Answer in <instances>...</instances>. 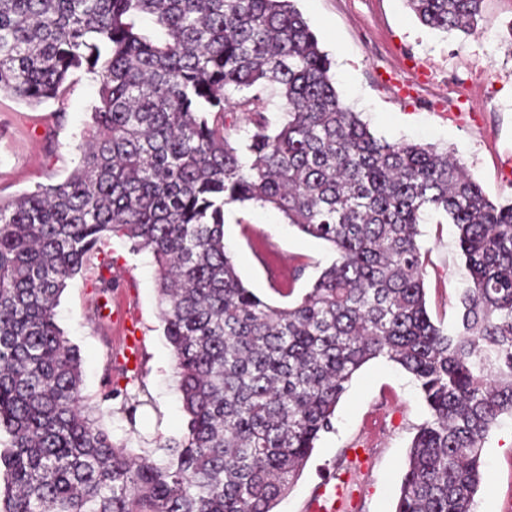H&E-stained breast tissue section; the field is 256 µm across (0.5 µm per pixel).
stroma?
Returning <instances> with one entry per match:
<instances>
[{
    "mask_svg": "<svg viewBox=\"0 0 512 512\" xmlns=\"http://www.w3.org/2000/svg\"><path fill=\"white\" fill-rule=\"evenodd\" d=\"M295 6L333 62L341 100L360 112L376 137L453 149L490 200L512 199V0H484L471 34L422 25L406 0H296ZM97 98V83L83 72L73 76L60 105L33 109L0 97V198L68 177ZM224 228L245 286L276 307L289 304L284 289L301 296L336 258L327 243L269 208L234 204L225 210ZM419 230L428 312L434 322L454 327L459 295L469 284L456 228L433 215ZM100 254L111 258L113 275L123 281L110 307L135 308L132 326L97 314L102 295L94 268L68 281L58 324L79 351L86 402L114 441L138 454L182 436L187 416L163 336L152 254L131 251L116 237L105 239ZM300 264L303 276L292 279ZM108 330L139 340L138 382L151 403L138 410L133 436L121 399L103 397L106 365L120 355L104 336ZM428 416L410 374L383 358L368 362L341 398L333 431L317 441L275 512H315L313 503L322 497L335 499L338 512H394L409 446ZM482 463L476 512H512L511 417L489 437Z\"/></svg>",
    "mask_w": 512,
    "mask_h": 512,
    "instance_id": "1",
    "label": "stroma"
}]
</instances>
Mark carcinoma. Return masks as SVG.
<instances>
[{
    "label": "carcinoma",
    "mask_w": 512,
    "mask_h": 512,
    "mask_svg": "<svg viewBox=\"0 0 512 512\" xmlns=\"http://www.w3.org/2000/svg\"><path fill=\"white\" fill-rule=\"evenodd\" d=\"M407 2L446 33L474 32L483 4ZM331 66L292 0H0V96L60 103L83 71L99 97L68 178L0 199V512H273L380 357L429 411L395 512H473L483 448L512 417V200L492 202L452 152L375 137ZM270 91L286 115L275 128ZM238 113L252 130L236 139ZM233 202L334 248L294 303L245 287L224 243ZM431 213L456 227L470 275L451 331L426 306ZM111 236L157 264L188 416L159 462L86 408L56 318ZM105 387L135 425L141 392Z\"/></svg>",
    "instance_id": "cac0c4a2"
}]
</instances>
